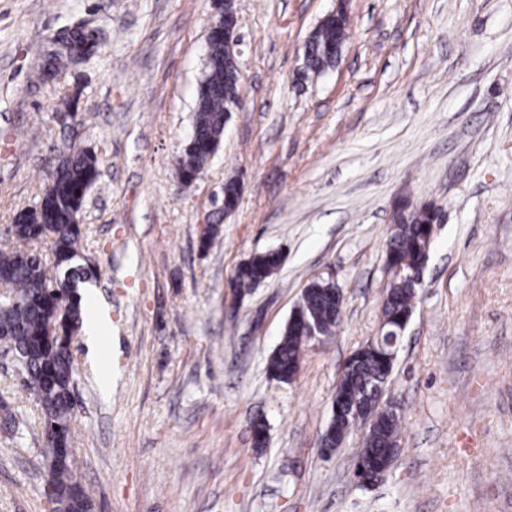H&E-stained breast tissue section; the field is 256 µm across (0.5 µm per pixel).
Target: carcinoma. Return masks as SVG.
<instances>
[{
  "label": "carcinoma",
  "instance_id": "carcinoma-1",
  "mask_svg": "<svg viewBox=\"0 0 512 512\" xmlns=\"http://www.w3.org/2000/svg\"><path fill=\"white\" fill-rule=\"evenodd\" d=\"M347 19H329L323 23L312 45L305 68L319 74L336 60L346 39ZM94 35L88 30L72 32L54 53L47 54L42 77L52 79L63 68L86 57ZM224 39L217 36L209 46L203 76L196 92L192 135L175 162L179 183L189 184L202 172L217 152L228 112L241 98L238 72L224 63ZM99 158L89 150L57 155L46 172L39 202L32 209L18 212L11 225L15 245L0 251V348L21 353L27 360L25 378L46 379L36 406L41 412L43 453L53 465L54 479L61 496H77L78 506L91 507L89 491L77 480L74 463L60 455L58 448L73 439L72 395L77 386L78 369L72 342L82 326V309L78 288L83 283L80 267L74 266L80 254L83 228L81 212L90 187L98 180ZM396 222L387 240L385 254L404 267L408 274L416 271L426 251L432 247V226L440 223V210L433 205L415 207L401 202L395 208ZM45 240L50 243L54 263L46 265L31 245ZM281 266L278 252L268 250L242 263L232 288L241 292L263 282ZM70 275L72 288L59 290L56 285ZM419 285L399 279L389 285L382 308L388 328L409 324ZM342 315V300L336 286L315 280L304 292L296 307L297 319L285 325L279 343L267 363L269 375L281 382L292 380L308 348L306 330L314 325L318 334H336ZM393 367L381 357L367 351L351 357L336 387L340 409L335 418L339 432L348 433L360 423L364 408L380 386L387 384ZM401 411L379 416L365 433L363 448L354 462L355 469L365 463L372 466L373 479H380L392 463L400 445Z\"/></svg>",
  "mask_w": 512,
  "mask_h": 512
}]
</instances>
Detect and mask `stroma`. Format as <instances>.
Masks as SVG:
<instances>
[{
  "mask_svg": "<svg viewBox=\"0 0 512 512\" xmlns=\"http://www.w3.org/2000/svg\"><path fill=\"white\" fill-rule=\"evenodd\" d=\"M214 2L0 0V250L51 155L102 162L81 261L111 327L76 355L72 439L92 512H512V0H236L241 102L182 187ZM339 8L336 66L298 80ZM76 23L95 53L40 80ZM230 180L238 205L201 249ZM401 199L445 220L385 389L401 451L364 487L361 428L328 458L319 438L346 359L379 332ZM267 250L278 272L233 300L237 267ZM322 277L346 296L337 332L273 380L268 357ZM0 405L19 419L0 427V512H49L41 417L9 361Z\"/></svg>",
  "mask_w": 512,
  "mask_h": 512,
  "instance_id": "obj_1",
  "label": "stroma"
}]
</instances>
